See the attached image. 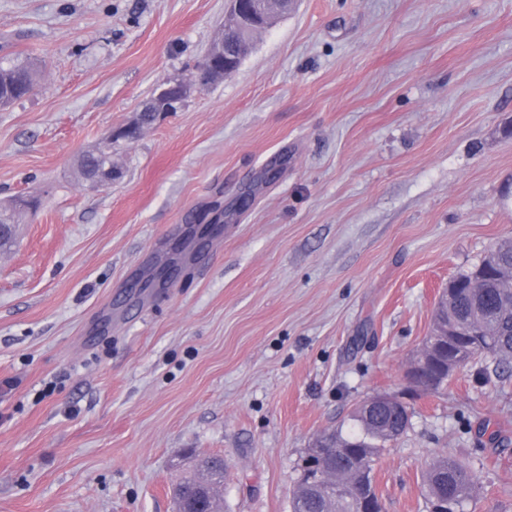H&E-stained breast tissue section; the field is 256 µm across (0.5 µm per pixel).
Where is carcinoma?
<instances>
[{
  "label": "carcinoma",
  "instance_id": "cac0c4a2",
  "mask_svg": "<svg viewBox=\"0 0 512 512\" xmlns=\"http://www.w3.org/2000/svg\"><path fill=\"white\" fill-rule=\"evenodd\" d=\"M35 85L32 66L17 63L8 57L0 58V104H8L29 95ZM110 160V156L95 150L81 160V173H89ZM491 252L497 266H512V239L495 243ZM481 278H494V269L487 266L486 259L471 269L458 274L454 281L455 299L448 309H439L434 315L433 327L454 325L458 329L454 342L442 345L438 350V369L448 371V356L457 357L463 368L477 359L494 365L499 378L506 381L512 377V297L498 288H486L475 296L469 285ZM353 424L348 431L336 430L332 453L336 469L344 473L355 472V479L347 480L343 491L332 494L322 492L304 476L299 468L297 484L293 491L291 512H384L381 496L375 480V465L382 452L403 437L411 426L407 418L397 424L388 420V414L378 412L370 417L354 410ZM196 457H191L185 475L176 484L178 488L197 486L198 467ZM427 512L438 508L445 512H467L480 487L477 473L467 466L446 456L432 460L422 476Z\"/></svg>",
  "mask_w": 512,
  "mask_h": 512
}]
</instances>
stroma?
<instances>
[{"label": "stroma", "mask_w": 512, "mask_h": 512, "mask_svg": "<svg viewBox=\"0 0 512 512\" xmlns=\"http://www.w3.org/2000/svg\"><path fill=\"white\" fill-rule=\"evenodd\" d=\"M227 6L0 0L36 71L0 205L40 200L0 247V512H171L190 451L223 456L224 512H291L306 448L381 393L413 412L385 512H425L436 454L477 472L470 512H512V381L406 378L440 289L512 238V0H297L86 182Z\"/></svg>", "instance_id": "obj_1"}]
</instances>
